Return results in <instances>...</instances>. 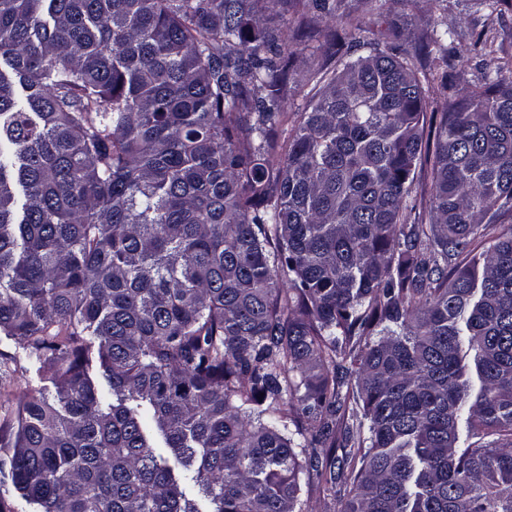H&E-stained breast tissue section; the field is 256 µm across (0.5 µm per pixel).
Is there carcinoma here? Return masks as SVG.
I'll return each mask as SVG.
<instances>
[{"instance_id": "cac0c4a2", "label": "carcinoma", "mask_w": 512, "mask_h": 512, "mask_svg": "<svg viewBox=\"0 0 512 512\" xmlns=\"http://www.w3.org/2000/svg\"><path fill=\"white\" fill-rule=\"evenodd\" d=\"M319 15L358 26L0 0V333L53 387L0 421V473L35 512H200L188 478L208 512H512V58L425 149L452 34L356 56ZM417 76L423 87L424 97L427 104V122L425 126V138H427L429 134V119L431 117V112H434V110L435 112H443L446 106V98L440 92L437 80H433L435 72L430 71L429 69L419 70Z\"/></svg>"}]
</instances>
